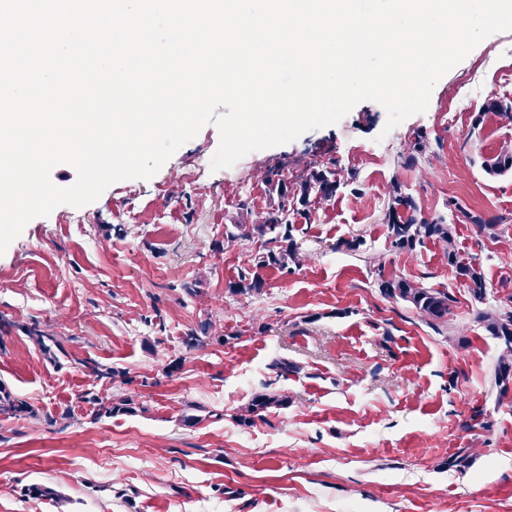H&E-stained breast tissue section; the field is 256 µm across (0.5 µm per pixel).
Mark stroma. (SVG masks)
<instances>
[{"instance_id": "35a3bbf8", "label": "stroma", "mask_w": 512, "mask_h": 512, "mask_svg": "<svg viewBox=\"0 0 512 512\" xmlns=\"http://www.w3.org/2000/svg\"><path fill=\"white\" fill-rule=\"evenodd\" d=\"M510 42L503 31L479 43L437 82L427 110L393 130L384 107L365 101L214 172L209 124L151 179L31 220L0 255V386L35 410L0 415V512H512V392L493 383L499 345L439 244L394 251L385 221L400 183L423 217L454 223L460 253L483 269L486 305L512 295V248L448 208L455 199L512 220V173L484 170L512 148V115H480L488 99L512 101V75L476 80ZM420 138L429 152L413 165ZM285 168L332 170L339 182L330 200L290 214L309 260L267 268L261 294H230L266 247L225 245V233L254 223L270 204L268 179ZM353 238L355 252L343 246ZM399 276L453 295L468 348L380 292L379 278ZM206 319L223 323V337L186 348ZM33 327L61 352L44 353ZM277 360L294 372L277 375ZM93 363L128 382L96 376ZM268 388L291 405L240 424L237 409ZM95 395L130 396L138 409L98 418ZM192 406L201 419L184 424ZM471 447L469 468H449ZM34 483L58 498L26 495Z\"/></svg>"}]
</instances>
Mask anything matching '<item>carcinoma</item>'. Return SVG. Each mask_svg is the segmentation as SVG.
Masks as SVG:
<instances>
[{
	"mask_svg": "<svg viewBox=\"0 0 512 512\" xmlns=\"http://www.w3.org/2000/svg\"><path fill=\"white\" fill-rule=\"evenodd\" d=\"M485 169L490 175H502L512 171V150L504 149L495 157L486 161ZM337 189L336 173L332 171H313L302 179L295 189L290 190L280 183H271L269 192L279 198L276 205L268 207L256 215L253 224H237L236 232L226 235L229 242L239 238L253 236L267 237L269 242L277 244V249L255 258L252 267L241 274L239 279L228 286L232 294H258L265 286L262 270L273 266L280 270L300 267L306 261V255L300 252L292 235V223L289 220L288 197L298 198L302 206H307L310 198L329 199ZM457 219L461 223L473 224L478 232L489 234L492 238L512 246V237L500 231L502 219L489 220L476 215L459 204L450 201ZM418 206L415 200L402 193L399 184L394 183L388 191L386 221L391 246L401 252L410 253L426 240H434L441 245L442 258L446 265L455 270L456 278L466 288L471 297L482 303L487 297V283L484 273L473 258L463 257L456 246L452 225L443 219L429 221L417 216ZM381 293L391 299H400L409 303L416 313L436 332L444 334L451 326L454 299L447 291L427 288L415 280L403 277L380 279ZM475 321L481 325L486 334L499 343V355L494 367V385L500 395L505 396L512 390V306L484 308L477 311ZM214 324L205 322L199 330H192L183 339L189 349L203 344L204 339L212 334ZM98 405L95 417L104 414L128 413L136 410L134 400L127 397L117 402L94 397ZM291 404V398L285 393L259 392L245 404L241 405L235 418L243 425H249L263 412L271 409H285ZM0 414L20 417L31 416L33 410L21 399L15 398L5 388L0 387Z\"/></svg>",
	"mask_w": 512,
	"mask_h": 512,
	"instance_id": "cac0c4a2",
	"label": "carcinoma"
}]
</instances>
